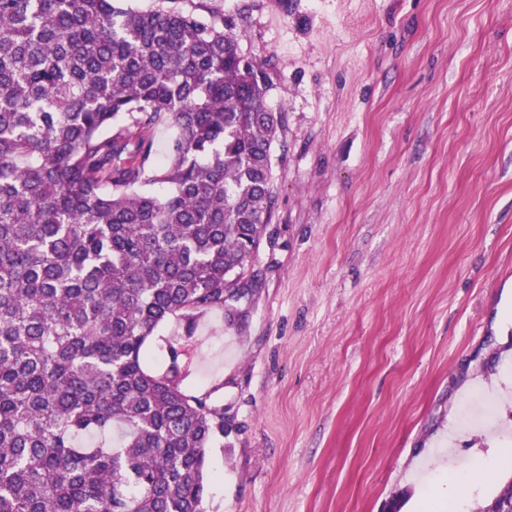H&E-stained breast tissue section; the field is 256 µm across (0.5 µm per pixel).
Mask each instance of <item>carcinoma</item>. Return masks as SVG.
<instances>
[{"label": "carcinoma", "instance_id": "cac0c4a2", "mask_svg": "<svg viewBox=\"0 0 512 512\" xmlns=\"http://www.w3.org/2000/svg\"><path fill=\"white\" fill-rule=\"evenodd\" d=\"M266 93L182 0H0V512H206L224 404L183 342L272 216Z\"/></svg>", "mask_w": 512, "mask_h": 512}]
</instances>
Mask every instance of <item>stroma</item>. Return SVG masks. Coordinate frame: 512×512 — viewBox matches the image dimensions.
<instances>
[{
	"label": "stroma",
	"mask_w": 512,
	"mask_h": 512,
	"mask_svg": "<svg viewBox=\"0 0 512 512\" xmlns=\"http://www.w3.org/2000/svg\"><path fill=\"white\" fill-rule=\"evenodd\" d=\"M284 116L241 320L187 386L224 404L207 512H416V459L512 478V0H202Z\"/></svg>",
	"instance_id": "35a3bbf8"
}]
</instances>
